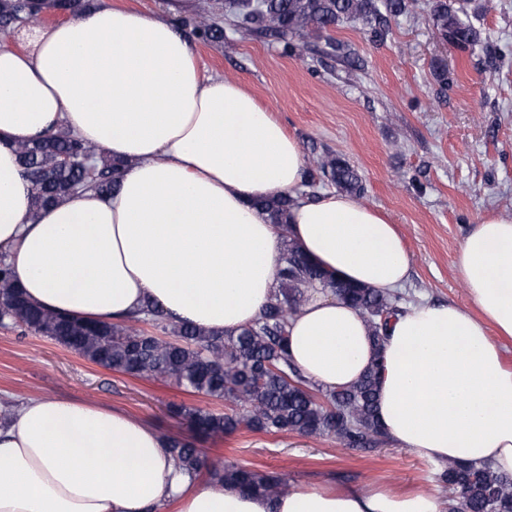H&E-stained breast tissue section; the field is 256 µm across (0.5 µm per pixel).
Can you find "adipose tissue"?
Returning a JSON list of instances; mask_svg holds the SVG:
<instances>
[{"instance_id":"adipose-tissue-1","label":"adipose tissue","mask_w":512,"mask_h":512,"mask_svg":"<svg viewBox=\"0 0 512 512\" xmlns=\"http://www.w3.org/2000/svg\"><path fill=\"white\" fill-rule=\"evenodd\" d=\"M198 0L153 14L91 0L65 22L0 38V258L27 297L86 321L156 305L209 334L252 325L270 301L285 241L343 281L403 285L410 258L392 224L344 193L302 197L304 159L272 109L237 80L206 74L178 28ZM70 130L127 166L116 191L41 211L20 144ZM289 196L287 226L254 200ZM454 267L479 315L421 303L392 318L376 354L360 311L311 288L288 349L322 388L383 357L378 416L396 445L443 463L512 474V215L473 225ZM443 512L429 494L292 488L270 500L193 480L167 440L128 414L33 397L0 421V512Z\"/></svg>"}]
</instances>
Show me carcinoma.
<instances>
[{
  "instance_id": "carcinoma-1",
  "label": "carcinoma",
  "mask_w": 512,
  "mask_h": 512,
  "mask_svg": "<svg viewBox=\"0 0 512 512\" xmlns=\"http://www.w3.org/2000/svg\"><path fill=\"white\" fill-rule=\"evenodd\" d=\"M475 0H435L431 20L448 42L461 51L478 42L467 25ZM414 0H263L260 9L249 0H225L224 11L243 24L257 25L285 43L287 53L301 57L302 39L327 32L346 19L386 22L385 16L412 12ZM43 7L32 0H0V31L27 18L36 22ZM197 35L213 41L222 35L218 22L206 18L195 25ZM93 146L60 129L44 139L18 147L19 162L34 190V210L59 202L78 190L112 191L125 164L98 149L92 170L83 158ZM319 172L340 190L357 198L365 194L358 171L344 158L327 154ZM260 207L274 224H287L291 199L268 198ZM308 288H330L358 308L366 318L377 349L383 348L387 319L401 311L399 292L346 285L311 264L288 242V256L278 288L258 320L236 335L211 336L189 325H165L158 312L119 322L89 323L54 314L29 303L13 279L8 264L0 262V321L9 320L46 336L85 360L131 376L174 381L197 394L224 401V411L179 406L199 435H230L240 428L258 432L301 435L330 434L347 448H376L388 436L377 417V394L383 366L376 362L355 384L325 390L304 377L288 354L287 327ZM162 331L157 336L146 324ZM169 447L191 477L207 474L214 483L232 484L253 494L275 498L288 491L286 481L272 473L224 463L204 464L198 449L178 440ZM439 479L455 492L448 512H512V476L488 465L448 463Z\"/></svg>"
}]
</instances>
